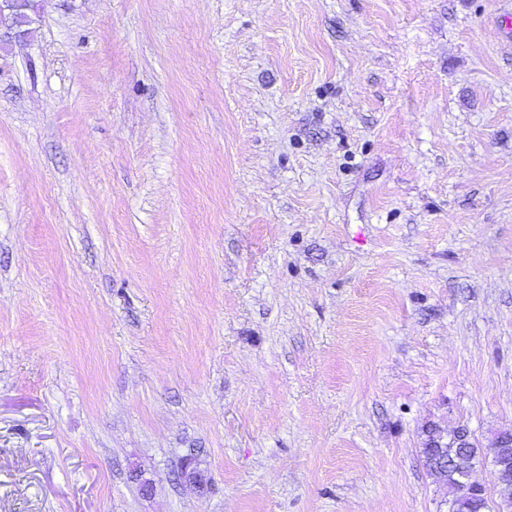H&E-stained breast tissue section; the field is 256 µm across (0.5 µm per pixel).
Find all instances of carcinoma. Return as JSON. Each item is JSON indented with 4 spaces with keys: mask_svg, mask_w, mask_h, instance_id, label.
Returning a JSON list of instances; mask_svg holds the SVG:
<instances>
[{
    "mask_svg": "<svg viewBox=\"0 0 512 512\" xmlns=\"http://www.w3.org/2000/svg\"><path fill=\"white\" fill-rule=\"evenodd\" d=\"M436 432L437 429L433 427L426 428L421 453L426 461L436 455L443 456L448 461L446 470L435 473L437 480L448 488V512H485L488 508L485 491L463 490L461 474L468 472L479 463L486 452L512 463V437L503 439L505 431L501 430L495 434L491 447L483 450L477 445L470 447L461 443L454 434L449 433L445 446L437 448L435 447Z\"/></svg>",
    "mask_w": 512,
    "mask_h": 512,
    "instance_id": "cac0c4a2",
    "label": "carcinoma"
}]
</instances>
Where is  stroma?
Masks as SVG:
<instances>
[{
  "instance_id": "35a3bbf8",
  "label": "stroma",
  "mask_w": 512,
  "mask_h": 512,
  "mask_svg": "<svg viewBox=\"0 0 512 512\" xmlns=\"http://www.w3.org/2000/svg\"><path fill=\"white\" fill-rule=\"evenodd\" d=\"M507 17L45 0L0 48V512H448L424 429H512Z\"/></svg>"
}]
</instances>
